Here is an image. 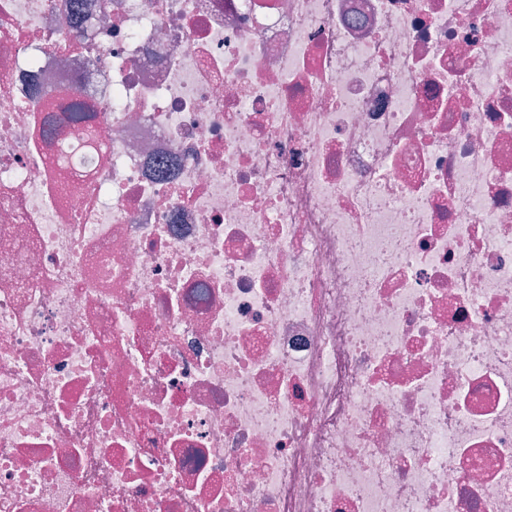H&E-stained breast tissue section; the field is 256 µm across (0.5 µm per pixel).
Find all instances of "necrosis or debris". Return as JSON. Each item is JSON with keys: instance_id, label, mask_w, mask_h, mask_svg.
<instances>
[{"instance_id": "necrosis-or-debris-1", "label": "necrosis or debris", "mask_w": 512, "mask_h": 512, "mask_svg": "<svg viewBox=\"0 0 512 512\" xmlns=\"http://www.w3.org/2000/svg\"><path fill=\"white\" fill-rule=\"evenodd\" d=\"M0 512H512V0H0Z\"/></svg>"}]
</instances>
